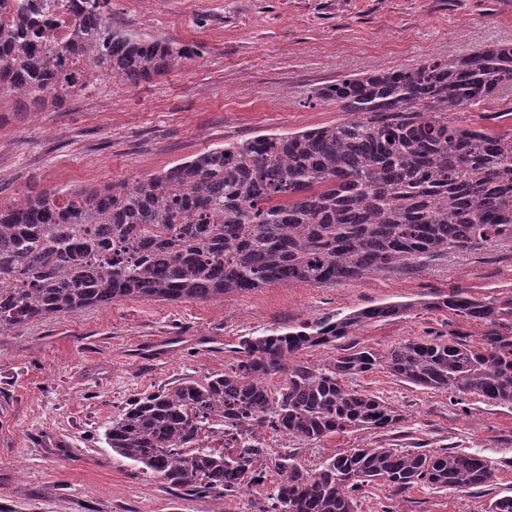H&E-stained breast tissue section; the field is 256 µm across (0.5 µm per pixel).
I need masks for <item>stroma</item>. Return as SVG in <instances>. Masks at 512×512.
Instances as JSON below:
<instances>
[{"mask_svg":"<svg viewBox=\"0 0 512 512\" xmlns=\"http://www.w3.org/2000/svg\"><path fill=\"white\" fill-rule=\"evenodd\" d=\"M113 27L189 49L165 74L120 78L62 107L0 102V204L44 190L120 189L193 155L259 134L347 120L318 90L347 75L407 69L482 45L512 44V0H108ZM462 289L512 295V249L455 255L418 271H386L345 285L276 283L211 300L124 299L30 322L0 337V512H210L113 453L112 420L134 400L236 363L240 340L380 303L405 316L365 325L359 344L386 351L484 324L422 301ZM393 405L399 428L336 434L315 444L285 437L298 462L319 467L360 445L480 454L490 486L398 494L378 482L358 512H482L512 489V408L426 389L378 369L349 379Z\"/></svg>","mask_w":512,"mask_h":512,"instance_id":"35a3bbf8","label":"stroma"}]
</instances>
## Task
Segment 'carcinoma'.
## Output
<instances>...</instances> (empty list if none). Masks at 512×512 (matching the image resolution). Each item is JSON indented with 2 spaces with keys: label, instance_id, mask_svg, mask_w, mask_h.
<instances>
[{
  "label": "carcinoma",
  "instance_id": "carcinoma-1",
  "mask_svg": "<svg viewBox=\"0 0 512 512\" xmlns=\"http://www.w3.org/2000/svg\"><path fill=\"white\" fill-rule=\"evenodd\" d=\"M107 0H0V101L58 107L112 77L160 76L188 49L112 27ZM64 25L65 40L51 28ZM512 88V45L479 47L410 69L345 76L318 93L351 118L288 134H259L197 154L131 187L43 192L0 206V336L35 320L119 299L209 300L273 283L326 286L370 273L419 270L449 255L512 247V132L494 135L450 117ZM426 309L478 320L476 340L435 336L385 352L356 330L404 316L382 304L244 338L231 369L132 402L104 432L138 469L198 499L224 503L228 462L191 448L201 422L227 412L311 443L394 428L404 416L348 388L384 369L428 389L512 407V296L456 290ZM325 363L299 358L334 346ZM281 377L270 387L266 379ZM285 482L268 512H356L376 481L404 493L419 482L468 491L494 480L480 455L352 448L309 470L281 457ZM484 512H512V494Z\"/></svg>",
  "mask_w": 512,
  "mask_h": 512
}]
</instances>
